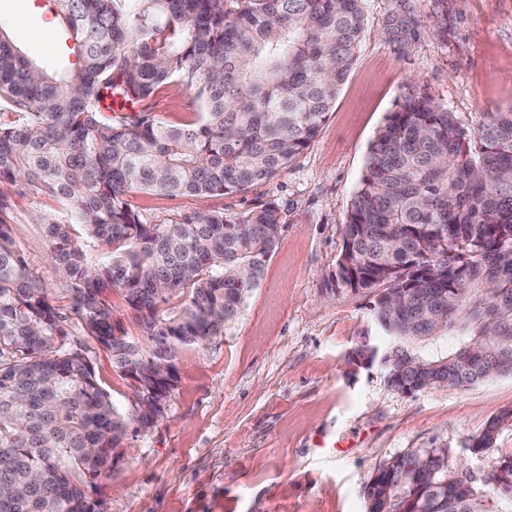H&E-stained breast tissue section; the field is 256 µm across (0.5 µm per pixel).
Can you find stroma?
I'll return each instance as SVG.
<instances>
[{"instance_id":"1","label":"stroma","mask_w":512,"mask_h":512,"mask_svg":"<svg viewBox=\"0 0 512 512\" xmlns=\"http://www.w3.org/2000/svg\"><path fill=\"white\" fill-rule=\"evenodd\" d=\"M365 31L353 66L316 138L273 179L244 194L171 197L136 191L144 219L168 222L207 208L234 215L272 201L279 243L235 322L179 353V382L154 427L128 434L109 475L86 490L97 512H365L369 476L419 448L461 449L512 410V375L467 388L405 395L379 365L353 361L370 295L331 287L342 226L369 146L405 93L431 97L473 130L484 112L512 108V0H361ZM415 26L398 42L402 18ZM0 23L32 58L74 61L73 44L48 8L0 0ZM153 111L170 124L194 120L191 96L173 83ZM8 222L51 290L38 217L51 197L11 184ZM96 380L132 412L131 379L90 337H80Z\"/></svg>"}]
</instances>
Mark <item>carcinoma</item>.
Here are the masks:
<instances>
[{"instance_id":"cac0c4a2","label":"carcinoma","mask_w":512,"mask_h":512,"mask_svg":"<svg viewBox=\"0 0 512 512\" xmlns=\"http://www.w3.org/2000/svg\"><path fill=\"white\" fill-rule=\"evenodd\" d=\"M77 62L49 70L0 27V184L24 182L66 215L41 217L57 304L16 244L0 194V512H93L85 488L128 435L127 415L71 339L68 307L116 367L167 400L176 360L236 319L278 242L274 202L144 222L128 197L243 194L317 136L364 30L359 0H50ZM176 82L197 120L168 124L151 100ZM80 228L88 243L80 242ZM330 284L372 295L354 350L396 391L466 388L512 375V108L475 131L409 93L372 141ZM118 289L146 343L114 322ZM512 410L465 439L496 449ZM447 447L374 470L367 512H512V452L455 481Z\"/></svg>"}]
</instances>
